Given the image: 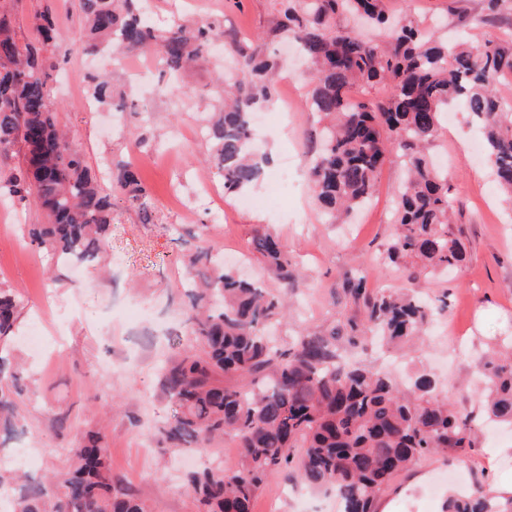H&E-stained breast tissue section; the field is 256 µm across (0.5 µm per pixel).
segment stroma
Returning a JSON list of instances; mask_svg holds the SVG:
<instances>
[{
	"instance_id": "1",
	"label": "stroma",
	"mask_w": 512,
	"mask_h": 512,
	"mask_svg": "<svg viewBox=\"0 0 512 512\" xmlns=\"http://www.w3.org/2000/svg\"><path fill=\"white\" fill-rule=\"evenodd\" d=\"M59 17L57 67L50 83L59 124L82 150L90 166L104 159L127 160L131 141L146 136L152 148L138 163L155 216L143 223L123 204L105 246L90 264L55 263L32 246L28 227L44 221L35 203L0 197V282L15 288L25 308L17 331L14 358L21 367L27 395L20 406L23 429L0 452V464L38 477L67 466L66 450L91 430L104 429L112 471L147 503L150 512H199L184 485L186 472L223 461L225 470L242 460L237 441H216L210 452L167 448L153 435L166 415L158 367L187 347L183 312L188 297L182 286L183 253L205 246L237 254V269L271 291L282 290L276 272L250 249L259 230L277 235L300 270L294 290L295 311L271 330L285 345L297 332H323L349 319H361L362 304L342 291L345 278L366 275L372 290L415 291L434 299L446 296L442 320L466 331L467 346L448 337L427 336L423 345H365L345 351L346 360L391 369L399 383L420 373L439 381L443 394L468 411H480L476 372L484 352L512 335V203L504 202L487 162L472 161L471 138L478 131L466 109L446 127L432 147L448 160V185L456 222L453 229L467 251L465 265L445 277L408 281L404 268L383 265L393 238L394 194L402 181L399 164L385 165L371 200L350 224L327 223L313 195L306 152L316 135L318 116L307 106L314 79L287 35L271 36L282 0H152L154 26L178 20L222 19L225 29L243 42H255L280 55L282 77L276 99L290 107L277 128L260 138L272 162L253 189L263 207L244 209L231 195L205 199L199 180L210 172L209 144L201 133L209 102L223 87L215 72L233 69L229 46L211 50V67L178 76V95L159 91L161 68L153 55L130 53L111 61L86 55L82 21L67 0H0L18 6L19 24L33 35L31 20L43 4ZM482 0H385L389 14L410 13L418 21H436L448 33L467 30L473 42L512 37V0H505L497 25L481 23ZM109 71L115 95L137 104L134 112L83 111L90 74ZM290 169L294 188L271 199L267 183ZM456 470L466 480L481 475L499 486L512 485V431L502 430L472 455H432L399 475L379 499L389 512H442L444 495L429 492L433 478ZM341 512L334 493L311 490L296 475H268L254 501V512Z\"/></svg>"
}]
</instances>
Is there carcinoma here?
I'll use <instances>...</instances> for the list:
<instances>
[{"mask_svg":"<svg viewBox=\"0 0 512 512\" xmlns=\"http://www.w3.org/2000/svg\"><path fill=\"white\" fill-rule=\"evenodd\" d=\"M84 17V50L99 54L151 51L162 71L202 68L209 47L224 39L220 22H175L163 29L145 19L142 0H70ZM338 15L368 26L389 23L383 0H299L287 6L273 33H291L316 72L310 110L323 126L313 148L309 179L328 223L362 207L375 191L383 166L401 160L406 177L394 197L395 236L387 260L416 257L406 268L416 280L458 267L465 247L452 230L447 178L426 150L440 136L444 112L465 104L480 126L497 185L512 200V101L499 87L512 82V39L473 44L442 42L433 27L409 18L393 28L385 49L354 30L338 27ZM36 35L18 36L15 20L0 8V164L7 168L0 190L18 202L33 198L47 222L28 230L32 245L57 261L90 262L104 246L112 224V193L152 221V203L130 161L92 171L82 151L58 127L50 97L56 16L34 14ZM240 75L226 84L224 111L208 121L210 164L224 192L247 193L259 181L268 154L248 126L250 109L272 101L277 63L261 47L237 39ZM93 99L112 103L109 80L89 76ZM387 82L391 96L355 101L352 87ZM253 250L295 288L287 253L270 233L252 239ZM188 276L191 348L159 368V383L171 414L158 428L170 448L203 449L225 435L237 438L241 467L188 475L203 512H253L267 474L291 469L311 487H333L343 512H376L391 482L432 454H466L478 448L475 417L434 393L425 376L409 387L381 371L341 359L338 341L356 346L375 336L390 343L418 339L438 314L429 300L391 290L370 293L363 277L343 284L362 302L364 319L302 333L288 348L272 344L267 326L289 316L288 294H272L216 264L207 251L182 259ZM21 314V301L0 285V346L7 347ZM18 368L0 356V431L21 426L15 382ZM481 393L490 422L512 426V354L493 353L481 362ZM68 467L43 480L0 473V487L14 489V512H149L112 474L103 435L92 432L67 450ZM444 512H512V494H495L481 481L469 492L450 493Z\"/></svg>","mask_w":512,"mask_h":512,"instance_id":"1","label":"carcinoma"}]
</instances>
